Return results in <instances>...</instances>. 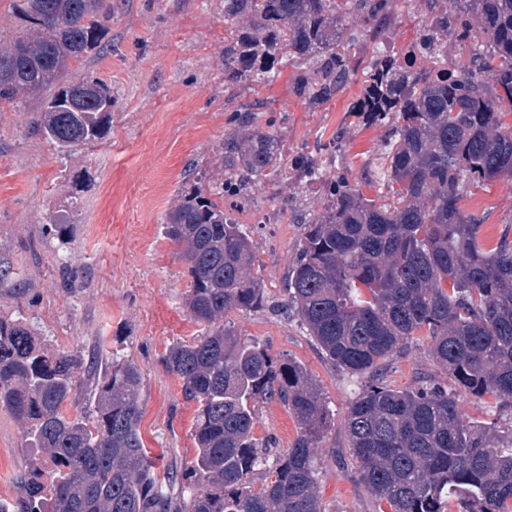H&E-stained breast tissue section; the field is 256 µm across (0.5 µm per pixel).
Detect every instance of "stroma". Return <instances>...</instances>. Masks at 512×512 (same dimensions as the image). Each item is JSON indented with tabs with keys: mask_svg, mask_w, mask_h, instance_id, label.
Wrapping results in <instances>:
<instances>
[{
	"mask_svg": "<svg viewBox=\"0 0 512 512\" xmlns=\"http://www.w3.org/2000/svg\"><path fill=\"white\" fill-rule=\"evenodd\" d=\"M424 12L420 0H403L385 42L410 43ZM224 34L223 0H112L111 52L71 70L112 86V126L101 141L58 151L30 127L35 104L0 107V262L12 270L0 282V314L25 315L56 348L122 341L144 375L140 430L161 474L186 473L196 454L197 414L162 356L171 344L202 333L184 307L190 280L163 233L164 219L188 166L206 163L228 129L230 104L218 65ZM291 80V70H282L257 92L283 115L275 122L266 112L259 123L271 125L287 155L317 154L327 180L343 174L354 183L363 171L377 170L388 128L355 124L350 114L363 75L315 110L293 94ZM237 93L243 101L257 94L246 86ZM339 133L342 148L326 151ZM322 206L313 187H254L249 205L233 217L250 238L266 303L255 311L231 310L224 321L271 354L296 360L318 383L332 414L317 457L322 512H374L344 429L365 380L329 363L283 309L286 277L304 233L298 219ZM462 206L482 218L484 246H495L512 231V179L472 189ZM384 376L396 388L454 386L423 336L387 362ZM459 408L464 419L512 433V409L493 399L463 394ZM296 433L287 408L274 400L261 404L257 436L283 451ZM31 461L17 424L0 413V497H15L16 479Z\"/></svg>",
	"mask_w": 512,
	"mask_h": 512,
	"instance_id": "35a3bbf8",
	"label": "stroma"
}]
</instances>
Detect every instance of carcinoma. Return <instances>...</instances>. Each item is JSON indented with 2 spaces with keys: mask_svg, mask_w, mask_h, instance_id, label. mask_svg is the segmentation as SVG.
Instances as JSON below:
<instances>
[{
  "mask_svg": "<svg viewBox=\"0 0 512 512\" xmlns=\"http://www.w3.org/2000/svg\"><path fill=\"white\" fill-rule=\"evenodd\" d=\"M397 0H224V85L272 83L296 69L294 93L323 105L362 72L356 123L387 124L383 165L361 184L322 179L319 160L288 161L259 128L264 97L235 104L232 132L209 169L189 168L165 236L181 250L185 306L203 334L170 346L168 372L198 406L196 456L186 478L159 477L140 432L143 373L96 345L89 355L48 347L23 316H0V412L19 425L34 463L0 512H322L315 459L330 426L318 384L298 362L272 355L224 323L265 305L248 235L230 216L253 184L319 185L322 211L304 220L288 273L294 312L323 356L367 378L345 420L351 456L376 512H512V435L464 419L459 392L512 406V241L485 249L481 221L459 206L469 187L512 177V0H422L431 23L394 58L377 41ZM24 25L0 40V105L34 102L39 135L67 152L101 140L112 86L68 78L101 53L112 0H14ZM444 74L418 61L448 58ZM379 185L383 203L362 186ZM456 388L395 389L385 363L416 335ZM295 418L280 453L255 435L260 404ZM75 407L69 412L66 407ZM272 466L255 487L253 474Z\"/></svg>",
  "mask_w": 512,
  "mask_h": 512,
  "instance_id": "1",
  "label": "carcinoma"
}]
</instances>
